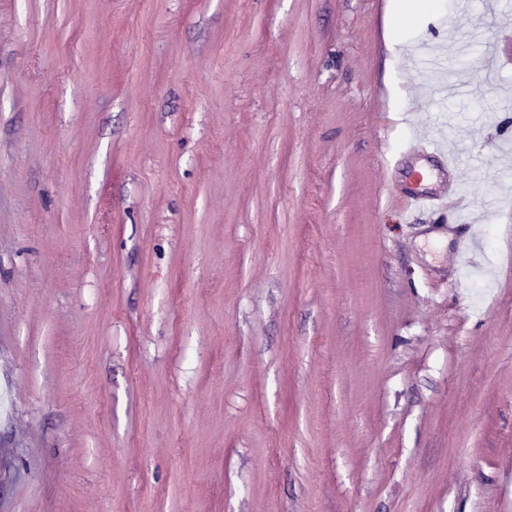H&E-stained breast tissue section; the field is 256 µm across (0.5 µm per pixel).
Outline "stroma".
Masks as SVG:
<instances>
[{
    "label": "stroma",
    "mask_w": 512,
    "mask_h": 512,
    "mask_svg": "<svg viewBox=\"0 0 512 512\" xmlns=\"http://www.w3.org/2000/svg\"><path fill=\"white\" fill-rule=\"evenodd\" d=\"M439 2L0 0V512H512V0ZM437 1H412L402 0L395 13L392 16V24L389 29V36L396 38L398 33L408 24V22H400L402 19H412L417 13L424 9L428 12L430 9L437 8ZM394 198L398 204L411 213L434 210L447 211L448 209L467 213L471 210L470 201L457 194L410 192L397 194Z\"/></svg>",
    "instance_id": "obj_1"
}]
</instances>
